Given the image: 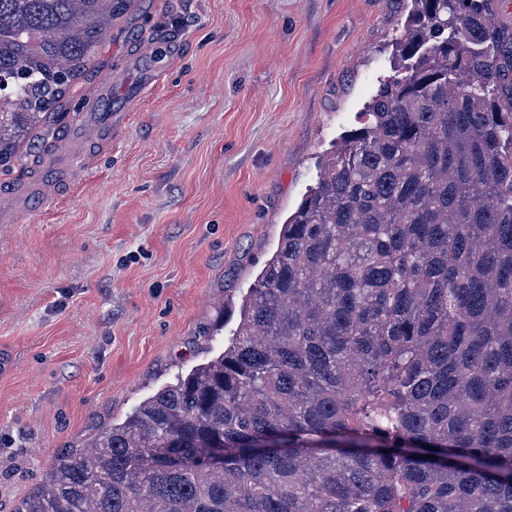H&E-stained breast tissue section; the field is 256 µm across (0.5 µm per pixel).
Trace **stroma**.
<instances>
[{
    "label": "stroma",
    "instance_id": "35a3bbf8",
    "mask_svg": "<svg viewBox=\"0 0 512 512\" xmlns=\"http://www.w3.org/2000/svg\"><path fill=\"white\" fill-rule=\"evenodd\" d=\"M402 0H133L61 103L162 84L61 201L0 223V512L223 352L317 163L392 69Z\"/></svg>",
    "mask_w": 512,
    "mask_h": 512
}]
</instances>
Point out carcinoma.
Here are the masks:
<instances>
[{
	"label": "carcinoma",
	"instance_id": "carcinoma-1",
	"mask_svg": "<svg viewBox=\"0 0 512 512\" xmlns=\"http://www.w3.org/2000/svg\"><path fill=\"white\" fill-rule=\"evenodd\" d=\"M411 3L408 65L321 160L224 352L16 512H512V28L495 0ZM130 4L0 0L1 168Z\"/></svg>",
	"mask_w": 512,
	"mask_h": 512
}]
</instances>
